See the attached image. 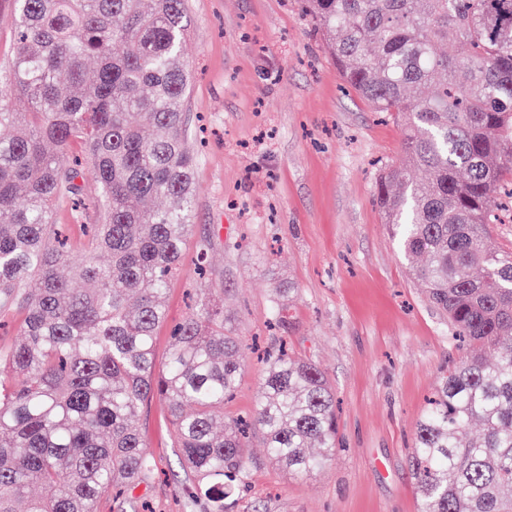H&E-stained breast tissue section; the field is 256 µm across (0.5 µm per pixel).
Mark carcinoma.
<instances>
[{
	"label": "carcinoma",
	"instance_id": "cac0c4a2",
	"mask_svg": "<svg viewBox=\"0 0 512 512\" xmlns=\"http://www.w3.org/2000/svg\"><path fill=\"white\" fill-rule=\"evenodd\" d=\"M17 44L0 67V512H97L147 482L137 426L167 404L181 467L224 505L259 435L292 477L336 454V396L312 361L266 363L248 419L224 418L245 348L224 307L177 323L156 368L155 328L194 212L182 109L186 0H14ZM345 82L401 127L403 159L374 196L428 302L464 350L417 420L408 468L420 512H512V251L486 242L512 200V0H305ZM98 62L87 78L89 59ZM439 81L434 96L414 89ZM29 103L24 118L5 96ZM82 160L67 163L72 144ZM95 184L98 224L80 258L52 224ZM481 433H472L473 425Z\"/></svg>",
	"mask_w": 512,
	"mask_h": 512
}]
</instances>
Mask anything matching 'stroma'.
<instances>
[{"instance_id":"35a3bbf8","label":"stroma","mask_w":512,"mask_h":512,"mask_svg":"<svg viewBox=\"0 0 512 512\" xmlns=\"http://www.w3.org/2000/svg\"><path fill=\"white\" fill-rule=\"evenodd\" d=\"M187 9L194 219L156 358L173 325L215 297L244 345L284 340L314 361L338 405V449L324 470L288 477L252 441L247 483L224 512H419L407 465L414 427L459 352L374 201L376 163L400 158L401 132L344 90L299 0H188ZM203 246L207 286L195 270ZM279 302L285 319L272 331ZM263 371L249 354L225 417L253 412ZM139 427L156 469L130 492L133 512H212L183 473L163 400L144 407Z\"/></svg>"}]
</instances>
